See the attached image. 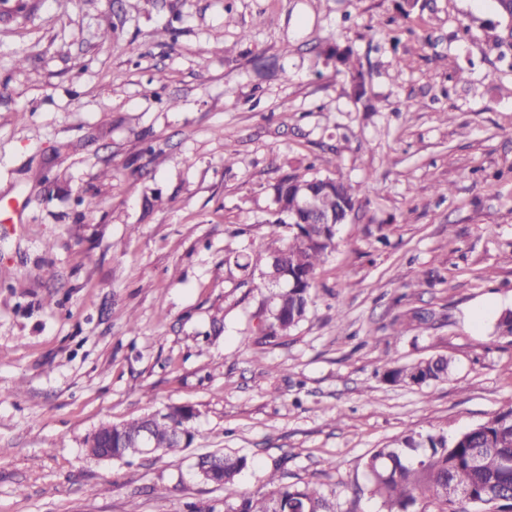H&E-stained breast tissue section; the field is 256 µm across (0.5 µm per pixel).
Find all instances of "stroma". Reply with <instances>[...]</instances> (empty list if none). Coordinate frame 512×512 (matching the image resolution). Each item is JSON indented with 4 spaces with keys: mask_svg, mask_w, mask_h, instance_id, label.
<instances>
[{
    "mask_svg": "<svg viewBox=\"0 0 512 512\" xmlns=\"http://www.w3.org/2000/svg\"><path fill=\"white\" fill-rule=\"evenodd\" d=\"M26 2L0 21V512H224L193 469L216 451L247 456L250 494L280 460L336 512H378L373 449L512 408V337L494 331L512 310V55L492 47L494 0ZM310 171L360 206L306 318L259 344L268 290L224 257L271 233L272 184ZM433 354L450 380L384 381ZM169 403L197 413L186 450L87 452L99 426ZM336 63L344 67L350 74L355 83L356 95L361 98L364 94L365 76L359 65V68L353 61V54L349 49L339 50V47L335 48Z\"/></svg>",
    "mask_w": 512,
    "mask_h": 512,
    "instance_id": "35a3bbf8",
    "label": "stroma"
}]
</instances>
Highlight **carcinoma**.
I'll list each match as a JSON object with an SVG mask.
<instances>
[{"mask_svg": "<svg viewBox=\"0 0 512 512\" xmlns=\"http://www.w3.org/2000/svg\"><path fill=\"white\" fill-rule=\"evenodd\" d=\"M498 17L494 43L500 55L512 53V0H494ZM336 63L355 83L357 97L364 94L365 76L348 49L336 50ZM275 210L266 223L286 226L290 214L302 223L289 230L288 242L278 234L258 243L249 252L227 255L243 271L260 272L263 280L275 276L288 288L268 296L267 328L261 340L272 343L288 336L305 318L310 304L315 271L333 245L336 222H345L358 207L350 186L340 178L285 174L273 186ZM451 358L439 355L385 369L384 380L392 385H425L450 379ZM189 405L169 404L154 416H141L122 424L102 425L86 441L88 453L100 458L108 449L112 459L140 455L131 447L148 430L158 452L178 453L194 441ZM512 408L487 422L450 438L442 432L405 431L390 444L375 449L365 461L371 493L380 512H472L477 502L494 503L497 512H512ZM208 481L236 497L224 503V512H336V504L308 484H284L279 468L270 481H279L271 495L261 499L236 490L237 477L248 467L245 456L216 452L204 457Z\"/></svg>", "mask_w": 512, "mask_h": 512, "instance_id": "1", "label": "carcinoma"}]
</instances>
